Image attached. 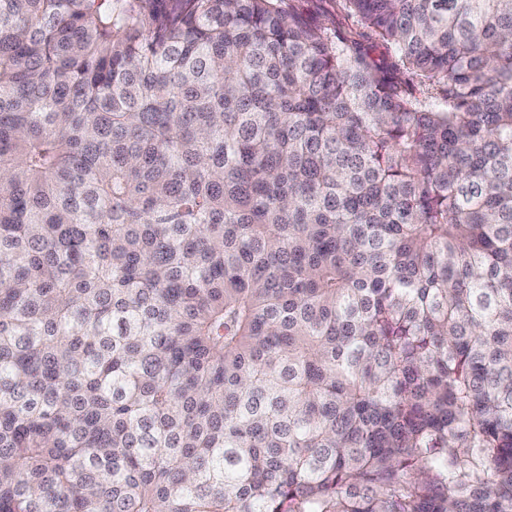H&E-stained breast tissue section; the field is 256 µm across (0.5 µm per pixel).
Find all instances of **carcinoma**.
Wrapping results in <instances>:
<instances>
[{
	"instance_id": "1",
	"label": "carcinoma",
	"mask_w": 512,
	"mask_h": 512,
	"mask_svg": "<svg viewBox=\"0 0 512 512\" xmlns=\"http://www.w3.org/2000/svg\"><path fill=\"white\" fill-rule=\"evenodd\" d=\"M336 5L0 0V512H512V0Z\"/></svg>"
}]
</instances>
